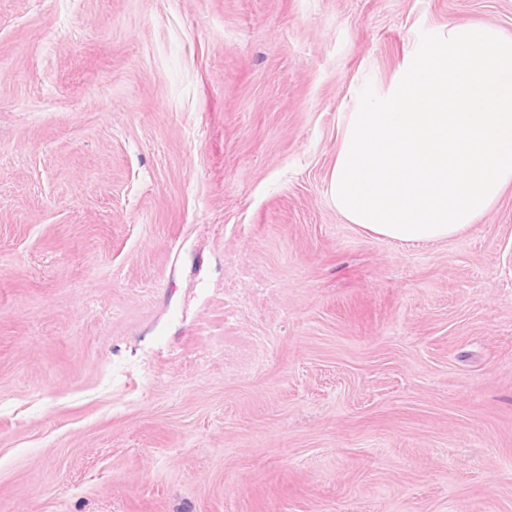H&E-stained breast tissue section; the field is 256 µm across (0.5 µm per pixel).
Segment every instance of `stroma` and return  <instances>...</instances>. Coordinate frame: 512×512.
<instances>
[{"mask_svg": "<svg viewBox=\"0 0 512 512\" xmlns=\"http://www.w3.org/2000/svg\"><path fill=\"white\" fill-rule=\"evenodd\" d=\"M451 22L512 0H0V512H512V188L330 194Z\"/></svg>", "mask_w": 512, "mask_h": 512, "instance_id": "stroma-1", "label": "stroma"}]
</instances>
